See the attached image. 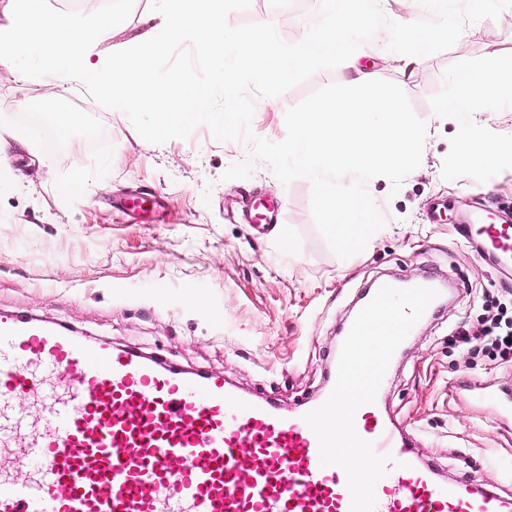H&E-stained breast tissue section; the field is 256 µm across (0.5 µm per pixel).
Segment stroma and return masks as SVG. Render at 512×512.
<instances>
[{"instance_id": "obj_1", "label": "stroma", "mask_w": 512, "mask_h": 512, "mask_svg": "<svg viewBox=\"0 0 512 512\" xmlns=\"http://www.w3.org/2000/svg\"><path fill=\"white\" fill-rule=\"evenodd\" d=\"M150 0L99 44L150 30ZM319 0H252L230 14L237 26L264 20L300 42ZM378 31L364 48L376 78L399 85L427 134L419 168L400 189L378 177L368 192L387 218L364 251L338 258L316 228L311 183L282 184L254 161L246 179H224L248 159L244 142L216 140L198 126L184 140L145 141L122 112L104 109L79 84L47 93L42 79L19 81L0 68V131L26 127L32 146L9 143L0 172V315L64 323L79 335L162 357L181 368L224 375L241 391L285 407L321 393L336 360L339 329L374 281L429 276L451 288L445 305L407 335L380 404L413 434L417 451L447 475L512 491V362L475 341L461 346L459 325L477 330L493 302L512 314V273L490 267L460 240L466 211L486 205L512 216V158L476 165L461 147L473 138L512 143V108L488 101L478 116L441 111L451 76L479 70L489 55L512 65V8L469 25L449 50L407 64ZM349 70L317 72L274 98H255L251 129L272 142L286 136L285 113L318 89L351 84ZM55 109L79 105L81 122L59 131ZM84 184L64 193L75 164ZM156 198L145 221L117 211L124 198ZM277 201L278 223L241 222L244 205ZM293 241L283 252L281 235ZM487 382L491 395L470 391Z\"/></svg>"}]
</instances>
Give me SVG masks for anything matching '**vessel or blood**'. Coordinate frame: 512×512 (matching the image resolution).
<instances>
[{
	"label": "vessel or blood",
	"mask_w": 512,
	"mask_h": 512,
	"mask_svg": "<svg viewBox=\"0 0 512 512\" xmlns=\"http://www.w3.org/2000/svg\"><path fill=\"white\" fill-rule=\"evenodd\" d=\"M482 256L512 264V224L463 225ZM28 399L17 407V396ZM302 404L238 393L222 375L89 343L39 319L0 320V512H350L345 471L320 461ZM357 434L393 459L375 512H512V492L451 481L419 462L379 403Z\"/></svg>",
	"instance_id": "vessel-or-blood-1"
}]
</instances>
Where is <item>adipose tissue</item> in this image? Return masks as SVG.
Segmentation results:
<instances>
[{"mask_svg": "<svg viewBox=\"0 0 512 512\" xmlns=\"http://www.w3.org/2000/svg\"><path fill=\"white\" fill-rule=\"evenodd\" d=\"M454 93L443 104L446 112L478 114L485 99L512 102V70H505L497 57L476 72L462 71L452 78Z\"/></svg>", "mask_w": 512, "mask_h": 512, "instance_id": "1", "label": "adipose tissue"}]
</instances>
